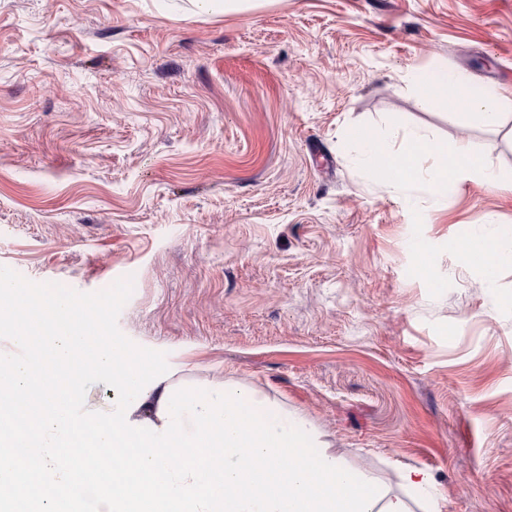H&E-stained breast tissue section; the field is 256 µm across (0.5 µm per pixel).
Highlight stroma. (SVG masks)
I'll list each match as a JSON object with an SVG mask.
<instances>
[{
  "mask_svg": "<svg viewBox=\"0 0 512 512\" xmlns=\"http://www.w3.org/2000/svg\"><path fill=\"white\" fill-rule=\"evenodd\" d=\"M440 70L512 91V0H0V269L300 413L390 493L422 468L442 512H512V265L487 283L457 248L512 194L408 208L355 160V131L420 128L512 174V114L421 106L409 74ZM195 6L204 11H240L255 4L253 0H192Z\"/></svg>",
  "mask_w": 512,
  "mask_h": 512,
  "instance_id": "1",
  "label": "stroma"
}]
</instances>
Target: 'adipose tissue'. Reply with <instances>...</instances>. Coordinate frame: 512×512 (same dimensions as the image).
<instances>
[{
  "mask_svg": "<svg viewBox=\"0 0 512 512\" xmlns=\"http://www.w3.org/2000/svg\"><path fill=\"white\" fill-rule=\"evenodd\" d=\"M426 83L423 107L443 106L441 91L456 94L462 108L445 114L452 124L501 125L512 96L473 92L462 74L445 72ZM444 107V106H443ZM429 167H422L423 159ZM356 160L370 178L392 189L437 195L448 185L478 180L512 193L507 178L485 165L464 141L447 145L421 129L398 144L364 134ZM494 234L463 233L460 252L478 264L485 279L512 262V225ZM13 288L0 281V325L8 324L13 350H0V399L25 406L31 431L0 435V512H15L19 487L12 477L19 460L34 466L33 495L52 512H71L81 483L70 461L82 436L94 432L100 447H121L134 436L135 460L113 459L106 494L112 512H412L405 496H392L373 479L319 447L302 415L241 384H211L185 378L181 370H156L127 363L120 347L97 325L86 304L60 299L42 306L41 317L17 312ZM93 358L79 363L85 349ZM111 376L116 395L110 410L86 406L83 373ZM153 475L135 487L137 472Z\"/></svg>",
  "mask_w": 512,
  "mask_h": 512,
  "instance_id": "1",
  "label": "adipose tissue"
}]
</instances>
